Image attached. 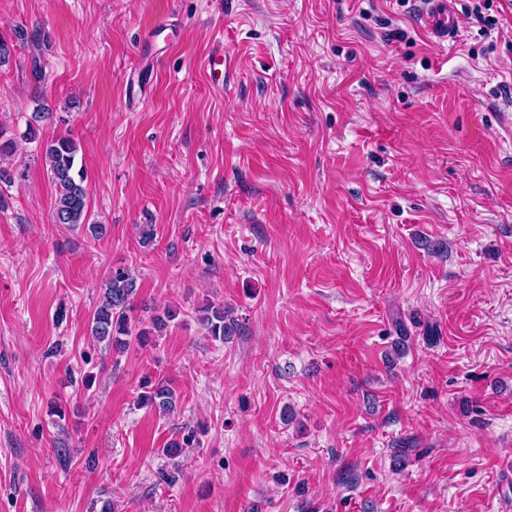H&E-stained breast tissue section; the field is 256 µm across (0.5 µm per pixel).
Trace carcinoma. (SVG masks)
<instances>
[{"instance_id": "obj_1", "label": "carcinoma", "mask_w": 512, "mask_h": 512, "mask_svg": "<svg viewBox=\"0 0 512 512\" xmlns=\"http://www.w3.org/2000/svg\"><path fill=\"white\" fill-rule=\"evenodd\" d=\"M78 145L69 136H59L48 141L43 148V157L47 173L56 187L52 220L55 224L68 226L85 225L95 237L107 233V225L90 222L87 192L83 171L76 168ZM136 291V280L124 268L112 271L102 288L101 303L93 312L90 333L99 342H104L114 350L121 352L135 340L140 344L148 336L164 330L175 313L167 309L163 314L151 319V326L136 329L131 323L129 311L131 298ZM203 323L209 335L217 340H224L231 333L226 323L224 308L208 306L203 308ZM138 403L167 415L176 409L174 391L164 383H156L149 391L138 397ZM197 440V431L187 429L179 440H171L163 448V453L171 459L182 456L184 449L191 447Z\"/></svg>"}]
</instances>
